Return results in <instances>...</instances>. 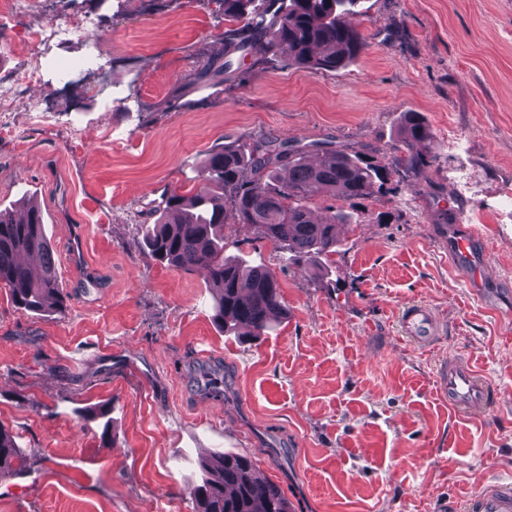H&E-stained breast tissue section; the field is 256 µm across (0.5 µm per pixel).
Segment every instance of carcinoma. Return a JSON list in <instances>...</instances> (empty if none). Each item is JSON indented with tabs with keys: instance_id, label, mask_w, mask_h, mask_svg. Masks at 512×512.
Returning a JSON list of instances; mask_svg holds the SVG:
<instances>
[{
	"instance_id": "cac0c4a2",
	"label": "carcinoma",
	"mask_w": 512,
	"mask_h": 512,
	"mask_svg": "<svg viewBox=\"0 0 512 512\" xmlns=\"http://www.w3.org/2000/svg\"><path fill=\"white\" fill-rule=\"evenodd\" d=\"M224 20L243 22L222 34L224 62L216 69L224 80L236 78L230 56L246 53L274 60L288 50V64L308 71H337L368 47L362 32L346 19L353 0H289L288 7L256 9L255 0H218ZM310 151L321 153L311 164ZM401 155L394 168L417 174L434 163L438 144L419 112L405 113L400 127ZM251 178L243 179V170ZM390 170L362 150L321 142L300 145L286 138L237 141L209 153L202 187L187 198L176 192L142 222L141 244L155 261L185 271L204 269L216 290L215 322L226 331L261 336L272 318L284 313L278 279L267 267L245 265L224 256V224H248L276 247L309 261L336 247V225L352 216L335 213L314 218L310 201L330 194L355 201L379 192ZM0 285L14 303L34 313L66 311L53 252L40 212L30 204L16 218L0 211ZM21 472L27 459L12 435L0 427V468ZM202 483L191 495L196 512H290L281 488L255 474L246 454H219L200 462Z\"/></svg>"
}]
</instances>
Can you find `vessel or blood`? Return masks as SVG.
Listing matches in <instances>:
<instances>
[{
  "mask_svg": "<svg viewBox=\"0 0 512 512\" xmlns=\"http://www.w3.org/2000/svg\"><path fill=\"white\" fill-rule=\"evenodd\" d=\"M403 327L415 343L429 344L438 334V323L428 307L415 305L403 316ZM437 389L460 415L488 411L500 401V392L472 364L443 360L437 369ZM465 512H512V488L491 485L468 498Z\"/></svg>",
  "mask_w": 512,
  "mask_h": 512,
  "instance_id": "1",
  "label": "vessel or blood"
}]
</instances>
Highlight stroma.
<instances>
[{
    "instance_id": "obj_1",
    "label": "stroma",
    "mask_w": 512,
    "mask_h": 512,
    "mask_svg": "<svg viewBox=\"0 0 512 512\" xmlns=\"http://www.w3.org/2000/svg\"><path fill=\"white\" fill-rule=\"evenodd\" d=\"M356 9L368 47L345 68L238 55L228 83L202 72L224 55L218 0H30L0 17V77L19 87L0 209L38 205L68 293L64 314H36L0 285V426L31 461L0 469V512H194L206 448L250 455L291 512H432L512 486V0ZM73 16L83 28L33 42ZM407 112L437 160L366 200L314 198L317 217L360 216L337 225L335 254L300 264L225 225V254L281 285L287 314L264 336L221 329L205 273L140 247L146 213L196 193L220 144L329 140L386 164ZM463 225L490 265L479 280L449 253ZM412 304L438 320L431 346L401 328ZM447 357L500 389L483 418L438 395Z\"/></svg>"
}]
</instances>
